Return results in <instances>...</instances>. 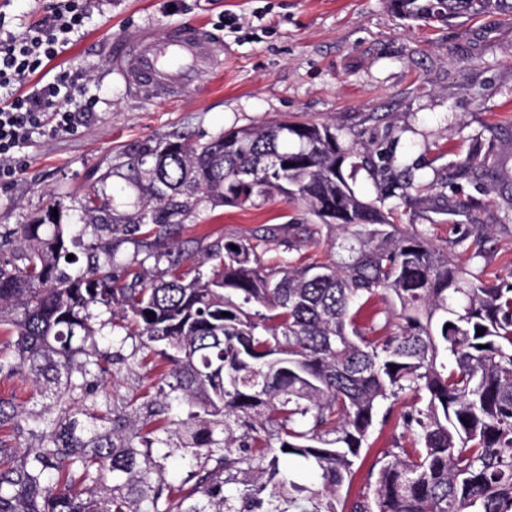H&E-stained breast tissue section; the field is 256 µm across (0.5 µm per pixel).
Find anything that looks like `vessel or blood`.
Masks as SVG:
<instances>
[{"mask_svg":"<svg viewBox=\"0 0 512 512\" xmlns=\"http://www.w3.org/2000/svg\"><path fill=\"white\" fill-rule=\"evenodd\" d=\"M223 52L222 43L204 27L173 24L161 39L148 27L127 33L115 41L112 59L131 95L168 99L190 91Z\"/></svg>","mask_w":512,"mask_h":512,"instance_id":"1","label":"vessel or blood"}]
</instances>
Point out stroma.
Returning a JSON list of instances; mask_svg holds the SVG:
<instances>
[{
  "instance_id": "obj_1",
  "label": "stroma",
  "mask_w": 512,
  "mask_h": 512,
  "mask_svg": "<svg viewBox=\"0 0 512 512\" xmlns=\"http://www.w3.org/2000/svg\"><path fill=\"white\" fill-rule=\"evenodd\" d=\"M185 22L221 39L223 63L177 100L127 94L112 68L113 40L144 25L161 34ZM57 63L87 77L97 114L76 133L37 136L16 152L18 173L0 184V225L36 223L52 203L64 223H77L96 190L113 223L127 224L140 205L131 163L157 142L176 136L204 142L304 114L340 128L346 143L390 149L441 179L450 161L470 154L487 159L490 180L476 186L457 179L444 189L451 198L472 196L474 211L440 215L428 202L404 221L458 257L457 225L483 226L491 236L489 271L512 275V223L502 220L512 196V16L421 25L398 16L388 0H95L84 35ZM313 222L302 205L277 194L245 209L204 202L159 242L119 233L112 247L119 267L132 269L164 270L181 250L201 252L228 240L255 245L266 264L335 257L333 237L312 234ZM157 251L167 260L154 262ZM137 344L127 339L126 360L113 367L117 395L140 397L156 380L130 369ZM402 434L394 419L374 425L348 497L366 492L370 466Z\"/></svg>"
}]
</instances>
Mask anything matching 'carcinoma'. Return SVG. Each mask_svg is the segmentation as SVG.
Wrapping results in <instances>:
<instances>
[{
  "label": "carcinoma",
  "instance_id": "obj_1",
  "mask_svg": "<svg viewBox=\"0 0 512 512\" xmlns=\"http://www.w3.org/2000/svg\"><path fill=\"white\" fill-rule=\"evenodd\" d=\"M389 2L413 22L512 15V0ZM355 155L383 184L379 197L347 182ZM132 171L147 236L204 201L246 207L277 193L342 233L338 259L270 268L256 246L217 241L158 279L121 277L120 228L91 200L78 231L52 206L41 223L16 225L0 257V385L28 383L31 406L0 394V512H512V282L403 228L436 182L316 121L169 139ZM448 175L481 182L492 169L472 155ZM456 243L471 260L486 255L482 232ZM72 247L84 267L67 260ZM207 261L206 275L179 272ZM378 298L385 307L359 325ZM109 325L139 337V365L158 370L142 417L112 393L113 353L97 344ZM406 398L407 443L370 472L372 494L341 496L376 420ZM174 451L188 487L165 482ZM284 455L310 462L320 488L282 474Z\"/></svg>",
  "mask_w": 512,
  "mask_h": 512
}]
</instances>
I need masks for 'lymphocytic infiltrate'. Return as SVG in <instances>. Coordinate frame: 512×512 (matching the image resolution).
I'll use <instances>...</instances> for the list:
<instances>
[{
	"label": "lymphocytic infiltrate",
	"mask_w": 512,
	"mask_h": 512,
	"mask_svg": "<svg viewBox=\"0 0 512 512\" xmlns=\"http://www.w3.org/2000/svg\"><path fill=\"white\" fill-rule=\"evenodd\" d=\"M45 14L23 32L0 11V183L17 172L15 152L32 140L72 132L95 110L78 74L59 70L42 78L47 65L72 45L89 17L91 0H44Z\"/></svg>",
	"instance_id": "lymphocytic-infiltrate-1"
}]
</instances>
